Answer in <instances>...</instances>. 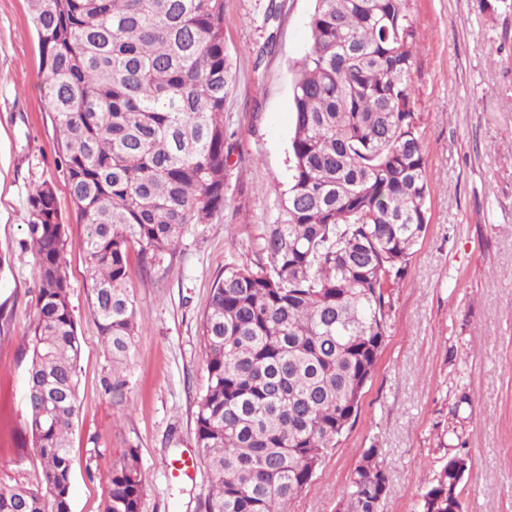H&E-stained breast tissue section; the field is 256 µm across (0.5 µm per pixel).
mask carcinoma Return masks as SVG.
I'll return each instance as SVG.
<instances>
[{
  "instance_id": "1",
  "label": "carcinoma",
  "mask_w": 512,
  "mask_h": 512,
  "mask_svg": "<svg viewBox=\"0 0 512 512\" xmlns=\"http://www.w3.org/2000/svg\"><path fill=\"white\" fill-rule=\"evenodd\" d=\"M67 172L90 304L112 362L137 332L128 255L172 253L191 224L224 210V104L235 81L223 0H30ZM295 66L290 182L264 225L267 261L227 266L201 322L207 385L195 440L204 512H285L353 426L389 333L391 288L427 228L426 157L411 75L409 0H315ZM39 298L27 379L35 487L0 484V512H71L68 433L78 414L79 340L53 189L28 197ZM379 449L350 479L352 512H380ZM459 450L419 512H463ZM129 448L104 512H140Z\"/></svg>"
}]
</instances>
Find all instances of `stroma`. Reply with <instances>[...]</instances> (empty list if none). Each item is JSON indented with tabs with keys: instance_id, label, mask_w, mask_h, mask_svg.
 I'll return each mask as SVG.
<instances>
[{
	"instance_id": "stroma-1",
	"label": "stroma",
	"mask_w": 512,
	"mask_h": 512,
	"mask_svg": "<svg viewBox=\"0 0 512 512\" xmlns=\"http://www.w3.org/2000/svg\"><path fill=\"white\" fill-rule=\"evenodd\" d=\"M224 0L236 72L224 105V210L188 227L157 261L129 256L138 333L121 369L99 336L92 280L55 152L41 49L28 0H0V483L38 484L26 401L39 294L27 249L28 196L50 184L73 246L62 267L82 344L70 430L72 512H103L108 477L137 449L142 512H201L197 401L207 385L200 323L217 275L263 260L290 179L293 65L309 48L314 0ZM413 96L430 189L429 224L393 293L389 337L356 421L287 512H346L349 479L380 448V512H415L420 490L466 448L464 512H512V0H410ZM276 34L272 52L266 38ZM120 379L121 392L107 391Z\"/></svg>"
}]
</instances>
